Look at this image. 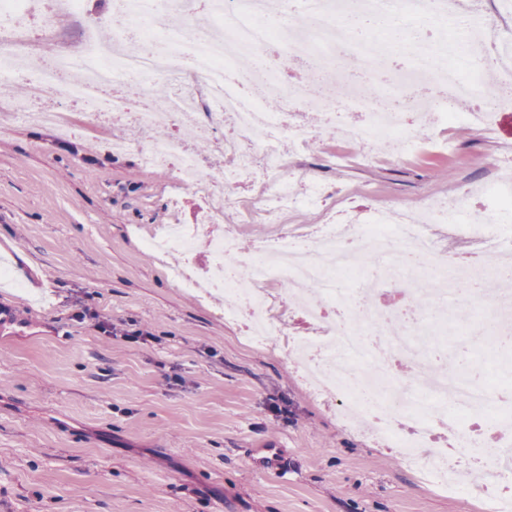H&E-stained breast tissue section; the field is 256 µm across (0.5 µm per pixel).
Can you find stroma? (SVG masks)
I'll use <instances>...</instances> for the list:
<instances>
[{
    "mask_svg": "<svg viewBox=\"0 0 512 512\" xmlns=\"http://www.w3.org/2000/svg\"><path fill=\"white\" fill-rule=\"evenodd\" d=\"M112 0L53 19L58 46L79 48ZM70 134L19 116L0 121V512H488L476 495L421 483L313 397L275 345L253 347L211 302L171 280L143 239L172 221L196 224L204 202L168 198L174 172L143 166L152 131L93 126L64 99ZM415 153L371 147V161L323 137L284 144L343 208L419 205L512 170V107L468 137L414 126ZM133 150L113 153V140ZM237 257L275 235L224 224ZM117 335L108 336L104 325ZM148 331L147 340L129 333Z\"/></svg>",
    "mask_w": 512,
    "mask_h": 512,
    "instance_id": "35a3bbf8",
    "label": "stroma"
}]
</instances>
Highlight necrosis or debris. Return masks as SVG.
Returning <instances> with one entry per match:
<instances>
[{
  "label": "necrosis or debris",
  "instance_id": "4bbe7bcc",
  "mask_svg": "<svg viewBox=\"0 0 512 512\" xmlns=\"http://www.w3.org/2000/svg\"><path fill=\"white\" fill-rule=\"evenodd\" d=\"M208 5L204 29L195 32L167 23L175 13L192 15L194 0H115L111 45L100 44L90 32L80 49L57 52L48 61L25 30L10 23L16 16L29 17L27 0H0V81L26 69L37 74L26 87L24 104H8L6 112L23 108L30 122L70 130L67 113L47 100L58 91L72 103L90 102L88 118L94 125L128 122L153 129L176 120L199 131L231 125L232 134L220 141L230 164L216 174L206 172L202 157L185 144L157 138L137 149L146 167H175L178 187L209 201L200 223L162 226L150 234L147 250L183 254L208 236L213 273L207 285L223 294L224 314L240 323L245 341L275 342L301 367L312 395H334L344 426H354L359 418L370 421L384 444L434 487L453 490L448 464L462 463L498 484L492 512H512V483L501 472L512 452L497 449L494 463L488 464L477 451L478 430H494L502 420L497 389L487 382L448 378L429 362L439 337L453 342L460 334L454 326L458 302L450 296L460 278L482 281L483 291L471 294L467 305L483 329L503 334L512 295L496 293L495 287L512 271V228H495L476 241L465 262H448L435 242L457 237L459 196L422 207L384 205L358 219L341 210L329 216L322 187L314 184L308 195L295 194L284 176L288 161L281 150L286 140L300 150L321 145L309 123L294 119L300 111L333 122L337 139L357 153L380 140L407 152L415 145L411 116L425 114L443 126L464 123L476 130L488 125L492 108L512 106V89L464 79L460 65L473 56L476 38L467 31L457 30L454 43L429 52L418 50L416 40L394 35L395 19L426 29H457L458 0H208ZM367 14L379 18V38L352 37L346 19ZM133 34L163 42L165 52L124 51ZM275 50L298 57L309 74L335 84L339 94H315L307 86L282 82L267 60ZM434 54L450 56L451 65L432 69ZM398 55L412 57L414 72L394 79L388 96L350 83L349 62L368 61L382 69ZM242 56L254 60L251 71L235 72L234 62ZM147 76L166 84L167 101L159 106L150 99L133 107L122 87ZM271 96L286 101V109L268 111L264 102ZM461 100L474 102V109L457 111ZM343 112L360 114V123L340 120ZM243 181L250 182L256 201L247 221L277 227L288 211L300 209L324 211L325 218L292 226L275 247L257 249L245 262L233 264L234 237L215 233L214 227L234 206L231 191ZM354 237L359 246L352 251L348 243ZM368 253L378 263L367 286L378 291L391 283L407 297L417 278L430 277L437 285L433 309L416 310L412 322L390 327L386 310L358 307L342 294L340 281L355 276ZM408 254L419 256L417 266H405ZM297 304L316 325L317 336L289 328ZM397 357L421 362L408 381L391 369Z\"/></svg>",
  "mask_w": 512,
  "mask_h": 512
}]
</instances>
